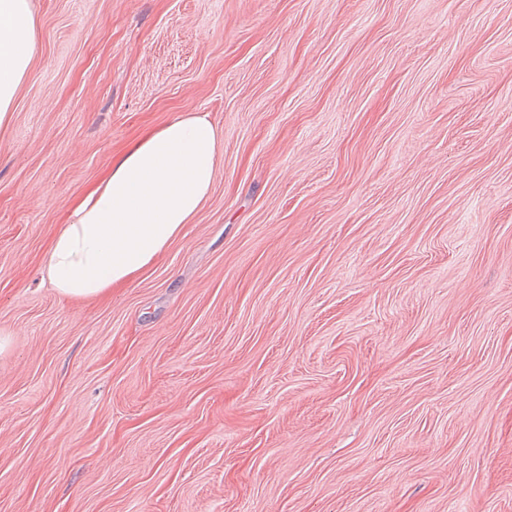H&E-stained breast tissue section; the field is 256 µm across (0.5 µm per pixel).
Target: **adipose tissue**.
Returning <instances> with one entry per match:
<instances>
[{"label": "adipose tissue", "mask_w": 512, "mask_h": 512, "mask_svg": "<svg viewBox=\"0 0 512 512\" xmlns=\"http://www.w3.org/2000/svg\"><path fill=\"white\" fill-rule=\"evenodd\" d=\"M35 53L31 0H0V128ZM220 135L205 114L147 133L72 209L43 257L56 292L92 299L127 285L182 236L213 187Z\"/></svg>", "instance_id": "adipose-tissue-1"}]
</instances>
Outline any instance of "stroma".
<instances>
[{
	"mask_svg": "<svg viewBox=\"0 0 512 512\" xmlns=\"http://www.w3.org/2000/svg\"><path fill=\"white\" fill-rule=\"evenodd\" d=\"M0 131V512H512V0H34ZM222 152L183 237L42 260L133 141Z\"/></svg>",
	"mask_w": 512,
	"mask_h": 512,
	"instance_id": "35a3bbf8",
	"label": "stroma"
}]
</instances>
